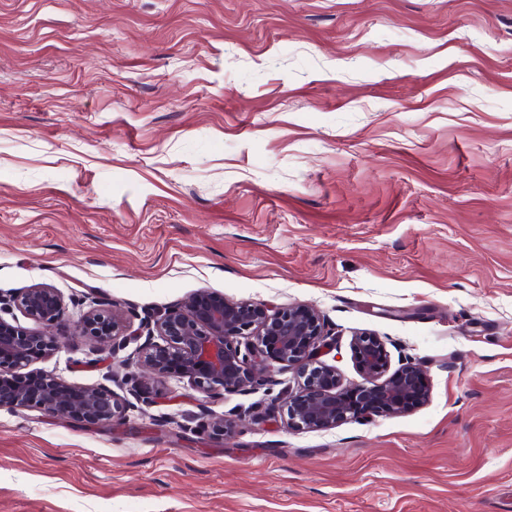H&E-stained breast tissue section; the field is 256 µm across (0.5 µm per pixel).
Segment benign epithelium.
I'll return each mask as SVG.
<instances>
[{
  "mask_svg": "<svg viewBox=\"0 0 512 512\" xmlns=\"http://www.w3.org/2000/svg\"><path fill=\"white\" fill-rule=\"evenodd\" d=\"M77 322L76 334L97 343L118 336L141 341L138 362L143 375L136 387L151 401L161 395L162 379L178 374L203 393L256 390L286 367L298 370L299 391L288 400V426L325 431L346 420L402 415L425 404L430 389L425 372L408 362L390 370L384 341L371 332L352 339L351 353L362 383L347 387L333 365L320 360L332 348L319 314L306 306L270 309L265 304L232 302L199 291L165 309L152 326L121 324L98 297ZM15 308L35 327L0 316V407L35 408L49 417L86 426L110 424L123 407L105 386H78L51 373H29L58 342L51 328L66 321L59 292L49 286L26 288L3 306ZM238 420L218 418L203 434L225 439L236 434Z\"/></svg>",
  "mask_w": 512,
  "mask_h": 512,
  "instance_id": "7a95c632",
  "label": "benign epithelium"
}]
</instances>
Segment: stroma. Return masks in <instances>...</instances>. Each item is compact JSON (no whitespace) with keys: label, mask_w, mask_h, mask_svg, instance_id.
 Masks as SVG:
<instances>
[{"label":"stroma","mask_w":512,"mask_h":512,"mask_svg":"<svg viewBox=\"0 0 512 512\" xmlns=\"http://www.w3.org/2000/svg\"><path fill=\"white\" fill-rule=\"evenodd\" d=\"M40 285L35 370L124 413L1 407L0 512H512V0H0V294ZM201 290L315 308L347 385L374 332L430 398L298 430L296 368L149 402L74 333ZM241 419L218 418L207 424L203 429V435L212 439H225L236 434Z\"/></svg>","instance_id":"1"}]
</instances>
